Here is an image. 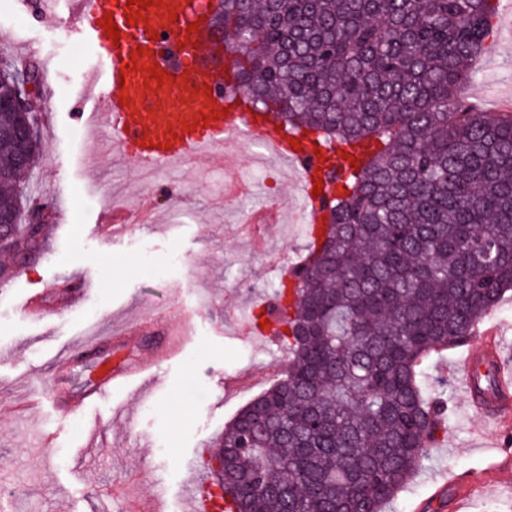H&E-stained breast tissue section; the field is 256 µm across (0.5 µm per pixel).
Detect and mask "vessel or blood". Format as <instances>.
<instances>
[{
	"mask_svg": "<svg viewBox=\"0 0 512 512\" xmlns=\"http://www.w3.org/2000/svg\"><path fill=\"white\" fill-rule=\"evenodd\" d=\"M127 0H75L74 32L91 51L88 71L94 91L107 102V121L113 137L107 146L112 154H127L143 168L178 166L191 157L208 153L225 140L249 136L268 146L297 176L303 200V221L312 235H319L326 195H314V180L324 165L312 147L293 150L291 137L280 130L269 116L254 111L251 105L222 82L210 76L211 58L200 52L210 28V0H152L135 24H127ZM112 17L120 31L119 39L107 37L103 17ZM196 24L188 32V24ZM135 59V75L122 76L121 68L128 59ZM162 68L168 74L165 82L150 76L149 66ZM127 104H120V97ZM207 124H200V116ZM152 312H144L134 323L121 331L105 336L89 335L75 340L54 362L55 372L69 368L76 353L93 345L122 344L131 335L153 324ZM495 328L479 333L482 341L478 353L467 359L465 388L471 394V405L484 417L495 420L512 413V365L498 360L492 342ZM184 342L174 330H166L165 344L154 354V362L137 369L111 368L79 400L57 403L54 393L31 395L32 407L45 405L59 413L86 410L90 402L105 398L113 388L132 382L150 387L158 382L157 364L170 361ZM493 368L496 396L489 401L475 396L477 372ZM206 476L195 477L187 489L193 512H226L227 502L207 491Z\"/></svg>",
	"mask_w": 512,
	"mask_h": 512,
	"instance_id": "b4317fda",
	"label": "vessel or blood"
}]
</instances>
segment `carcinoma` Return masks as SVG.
<instances>
[{
  "label": "carcinoma",
  "instance_id": "carcinoma-1",
  "mask_svg": "<svg viewBox=\"0 0 512 512\" xmlns=\"http://www.w3.org/2000/svg\"><path fill=\"white\" fill-rule=\"evenodd\" d=\"M498 0H219L225 86L315 141L367 144L274 289L288 363L224 427L235 512H382L446 427L425 361L512 289V112L461 96ZM0 79V102L28 97ZM31 111L0 110V185L30 177ZM45 237L16 228L13 247Z\"/></svg>",
  "mask_w": 512,
  "mask_h": 512
}]
</instances>
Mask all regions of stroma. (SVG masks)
Segmentation results:
<instances>
[{"instance_id": "obj_1", "label": "stroma", "mask_w": 512, "mask_h": 512, "mask_svg": "<svg viewBox=\"0 0 512 512\" xmlns=\"http://www.w3.org/2000/svg\"><path fill=\"white\" fill-rule=\"evenodd\" d=\"M60 17L42 20L44 0H0V50L42 73L33 100L42 150L32 178L45 192H31L29 204L47 211V249L12 277L0 281V512H125L108 498V482L125 483L139 497L164 485L170 512H187L184 489L217 446L225 424L265 391L284 370L286 352L275 339H247L237 325L251 306L264 305L272 317L274 287L290 265L303 261L304 224H272L265 251H253L241 223L244 212L267 200L287 201L295 193L289 170L272 158L253 164L257 148L241 138L226 149L225 161L191 158L180 171L142 180L135 160L91 170L87 143L106 137L104 122L92 130L77 123L80 111L104 113L106 103L91 91L86 71L89 50L73 32L70 0H60ZM477 73L473 104L497 112L512 97V5L501 0L493 31L473 63ZM248 174L260 194L225 195L234 175ZM112 188L110 197L100 185ZM151 204L156 223L134 225L126 235L103 239L94 229L101 212L135 210ZM73 278L89 282L72 307L61 308L55 290ZM41 294L42 316H27L26 296ZM179 304L189 335L178 356L161 370L150 393L133 387L112 394L85 413L28 417L25 396L52 385L74 397L87 391L102 365L121 359L131 367L148 362L158 331L106 349L101 357L75 359L66 374L52 376L57 354L77 337L107 333L113 322L145 309L166 318ZM463 345L438 355L428 379L448 382L445 432L415 478L385 512H459L456 498L435 497L444 476L463 474L481 486L470 512L498 503L512 507V461L489 480L490 463L504 442L498 425L477 418L463 395ZM236 378L225 389V378Z\"/></svg>"}]
</instances>
